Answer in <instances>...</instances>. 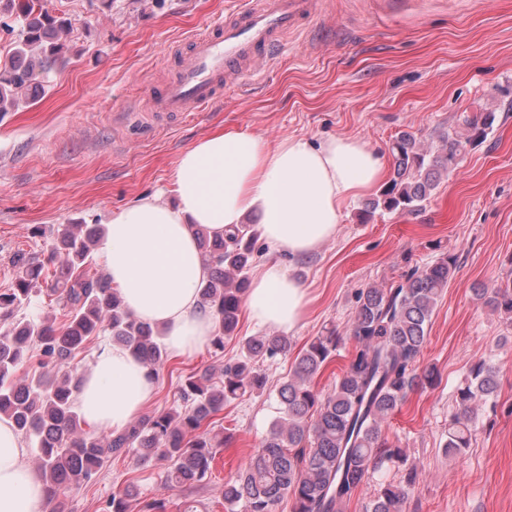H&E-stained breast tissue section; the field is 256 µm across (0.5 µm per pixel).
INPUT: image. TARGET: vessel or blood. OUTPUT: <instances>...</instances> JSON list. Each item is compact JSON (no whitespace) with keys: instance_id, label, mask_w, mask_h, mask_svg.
Instances as JSON below:
<instances>
[{"instance_id":"vessel-or-blood-1","label":"vessel or blood","mask_w":512,"mask_h":512,"mask_svg":"<svg viewBox=\"0 0 512 512\" xmlns=\"http://www.w3.org/2000/svg\"><path fill=\"white\" fill-rule=\"evenodd\" d=\"M311 8V0H234L228 19L214 21L207 36L193 39L190 63L163 89L157 110H203L222 85L258 76V57H276L285 35Z\"/></svg>"}]
</instances>
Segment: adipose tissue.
Here are the masks:
<instances>
[{
	"label": "adipose tissue",
	"instance_id": "ef3b65f1",
	"mask_svg": "<svg viewBox=\"0 0 512 512\" xmlns=\"http://www.w3.org/2000/svg\"><path fill=\"white\" fill-rule=\"evenodd\" d=\"M385 172L384 157L353 137L316 143L293 135L272 144L246 129L216 131L179 156L174 201L139 196L113 213L103 244L107 274L129 311L162 330L171 355L193 354L215 330L199 295L209 269L194 228L221 235L255 214L262 239L279 258L256 269L248 312L260 325L293 329L308 298L281 256L306 257L333 238L345 205L379 186ZM155 393L143 363L125 347L105 343L82 374L76 406L88 424L119 432ZM26 456L21 436L1 417L0 512H48L49 485Z\"/></svg>",
	"mask_w": 512,
	"mask_h": 512
}]
</instances>
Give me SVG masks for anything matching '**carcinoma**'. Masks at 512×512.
<instances>
[{"label": "carcinoma", "mask_w": 512, "mask_h": 512, "mask_svg": "<svg viewBox=\"0 0 512 512\" xmlns=\"http://www.w3.org/2000/svg\"><path fill=\"white\" fill-rule=\"evenodd\" d=\"M11 16L20 33L13 51L0 57V112L18 108L34 85L67 62L66 38L73 28L70 19L51 14L43 0H0V18ZM495 122L493 111L466 116L463 131H444L437 143L426 146L399 133L391 144L393 172L371 208L418 209L440 177L454 171L467 147L486 138ZM196 235L210 268L200 298L216 318L211 344L222 353L247 296L258 230L246 223L222 237L203 227ZM48 239L43 262L24 252L15 255L13 287L0 293V415L35 449L51 486L52 512H60L59 497L91 482L112 456L163 460L167 491L208 484L218 449L231 444L229 436L211 435L208 421L224 404L263 390L266 378L256 365L288 353V337L273 333L245 340L240 355L224 362L216 382L208 368L190 374L177 409L140 416L120 433L85 432L75 405L80 376L74 359L89 337L109 334L154 376L168 354L158 330L126 310L108 277H86L84 268L102 242L101 225L59 224L49 228ZM47 264L53 266L48 277ZM455 270V257L444 253L386 288L358 290L350 332L354 350L327 392L318 390L314 379L333 361L341 337L330 328L305 345L277 389L279 416L262 448L220 489L229 512L239 505L243 512H276L285 498L291 512H343L366 480L405 461L404 450L383 437L382 425L410 392L437 381L435 367L421 370L419 362L437 300ZM44 293L68 309L63 326L28 314ZM476 295L512 323V270ZM32 350L38 368L25 371ZM497 387L494 363L482 360L469 368L456 391L446 454L456 456L471 446L479 411L497 396ZM416 477L411 468L397 483H380L365 512H402ZM137 496L134 487L124 488L107 501L106 512H131Z\"/></svg>", "instance_id": "carcinoma-1"}]
</instances>
